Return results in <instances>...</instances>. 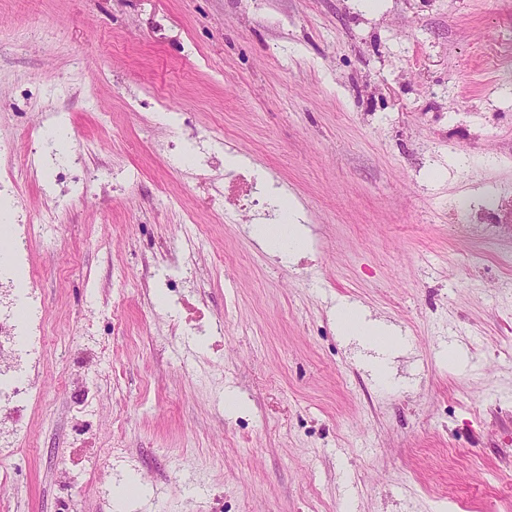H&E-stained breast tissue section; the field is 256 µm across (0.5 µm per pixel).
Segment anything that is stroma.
<instances>
[{
	"instance_id": "stroma-1",
	"label": "stroma",
	"mask_w": 512,
	"mask_h": 512,
	"mask_svg": "<svg viewBox=\"0 0 512 512\" xmlns=\"http://www.w3.org/2000/svg\"><path fill=\"white\" fill-rule=\"evenodd\" d=\"M54 121L87 191L22 173ZM229 153L297 200L305 254L255 238L269 192L215 196ZM11 171L22 217L59 216L26 244L47 327L110 369L87 446L49 344L0 512H120L136 477L139 512H512V0H0ZM342 302L403 336L389 383Z\"/></svg>"
}]
</instances>
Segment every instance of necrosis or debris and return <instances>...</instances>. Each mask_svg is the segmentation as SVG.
<instances>
[{"instance_id": "obj_1", "label": "necrosis or debris", "mask_w": 512, "mask_h": 512, "mask_svg": "<svg viewBox=\"0 0 512 512\" xmlns=\"http://www.w3.org/2000/svg\"><path fill=\"white\" fill-rule=\"evenodd\" d=\"M63 139L62 132L51 131L38 147L52 185L68 179L90 184ZM45 311L44 299L31 287L24 252L14 249L0 260V449L5 451L14 447L23 429V411L32 391L28 368L45 352Z\"/></svg>"}]
</instances>
